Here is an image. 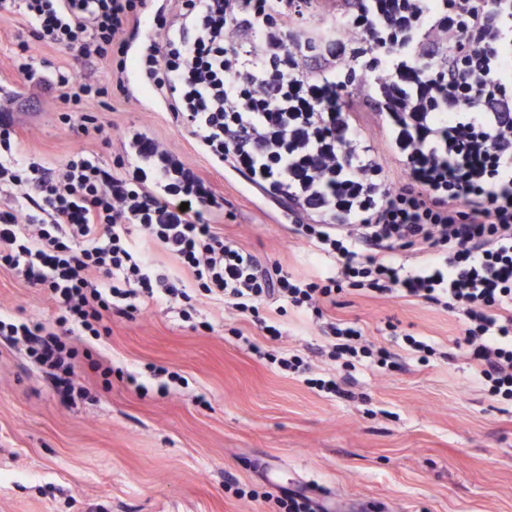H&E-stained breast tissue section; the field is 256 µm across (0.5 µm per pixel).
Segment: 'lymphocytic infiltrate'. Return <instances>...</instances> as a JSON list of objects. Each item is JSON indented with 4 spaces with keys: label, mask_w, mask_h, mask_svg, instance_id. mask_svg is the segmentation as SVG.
<instances>
[{
    "label": "lymphocytic infiltrate",
    "mask_w": 512,
    "mask_h": 512,
    "mask_svg": "<svg viewBox=\"0 0 512 512\" xmlns=\"http://www.w3.org/2000/svg\"><path fill=\"white\" fill-rule=\"evenodd\" d=\"M31 36L65 54L36 81L63 123L117 146L58 168L21 149L0 106V270L47 294L50 319L0 314L62 404L83 399L76 340L197 299L257 318L322 319L332 361H395L330 317L350 286L463 316L474 383L512 401V0H23ZM115 61L104 80L80 69ZM194 150L289 219L317 260L292 273L224 232V194L153 131L79 112L132 84ZM377 126L372 140L368 126Z\"/></svg>",
    "instance_id": "1"
}]
</instances>
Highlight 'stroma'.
<instances>
[{"label":"stroma","mask_w":512,"mask_h":512,"mask_svg":"<svg viewBox=\"0 0 512 512\" xmlns=\"http://www.w3.org/2000/svg\"><path fill=\"white\" fill-rule=\"evenodd\" d=\"M34 73L60 54L36 41L18 6L0 8V99L34 113L25 153L59 167L80 145L57 118L58 105L35 99L16 70ZM96 101L115 129L143 124L182 149L200 169L207 161L158 112L113 94ZM224 230L268 263L307 270L313 257L290 229L271 223L253 194L222 184ZM47 319L46 295L0 270V311ZM337 317L363 325L377 345L423 336L438 355L378 368L337 367L351 397L328 398L303 378L279 371L237 340L260 337L213 306L200 308L209 332L193 330L176 308L150 307L115 319L94 349L112 359L110 384L89 378L90 399L62 405L23 354L0 352V512H274L291 492L334 494L336 512H512V404L493 400L470 380L454 347L463 320L430 304L356 293L336 297ZM155 366L179 373L171 394H142L123 371L149 377Z\"/></svg>","instance_id":"stroma-1"}]
</instances>
